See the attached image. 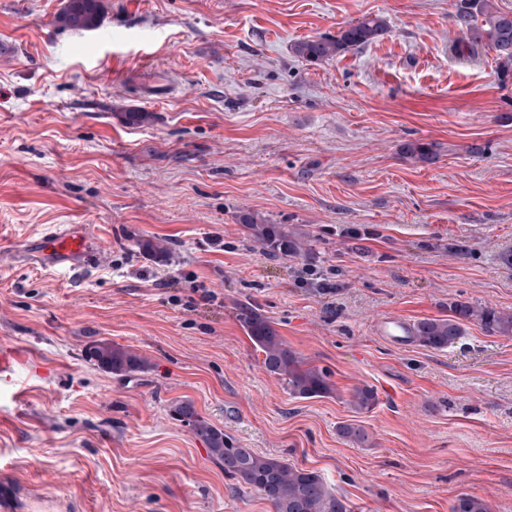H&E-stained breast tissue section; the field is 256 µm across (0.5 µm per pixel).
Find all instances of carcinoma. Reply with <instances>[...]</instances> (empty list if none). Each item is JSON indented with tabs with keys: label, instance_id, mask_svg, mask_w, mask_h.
Returning <instances> with one entry per match:
<instances>
[{
	"label": "carcinoma",
	"instance_id": "carcinoma-1",
	"mask_svg": "<svg viewBox=\"0 0 512 512\" xmlns=\"http://www.w3.org/2000/svg\"><path fill=\"white\" fill-rule=\"evenodd\" d=\"M455 7V18L463 33L455 43V50L473 53L488 48L495 53L501 79L511 77L512 11L502 9L497 0H457ZM104 10L102 0H68L59 22L75 30H89L97 25ZM387 32L384 19L364 17L334 34L300 40L293 45L292 52L306 62L318 64L374 43ZM402 153L417 164H431L437 158V145L409 142L403 146ZM239 223L245 238L269 255L299 257L310 250L308 239L291 233L284 224L267 223L255 212L239 215ZM138 246L159 262H172L173 252L161 240H142ZM448 310L446 318H426L414 324L415 341L419 345L445 350L465 334L464 324L468 321H477L503 335L512 334V311L467 302L452 303ZM239 320L255 350L262 354L264 368L286 383L291 396L311 399L333 394L327 374L306 366L256 308L242 307ZM86 355L114 376L129 377L148 369L147 361L139 354L107 340L89 344ZM347 403L358 413L367 412L377 404V396L372 388L358 386L351 390ZM173 415L204 442L210 458L224 470L225 476L259 492L274 512H349L345 500L336 495L320 474L291 465L283 458L260 455L234 445L223 430L197 413L192 402L176 404ZM338 433L353 444L368 440L365 429L353 424L339 426ZM451 512H490V505L478 494H462L451 505Z\"/></svg>",
	"mask_w": 512,
	"mask_h": 512
}]
</instances>
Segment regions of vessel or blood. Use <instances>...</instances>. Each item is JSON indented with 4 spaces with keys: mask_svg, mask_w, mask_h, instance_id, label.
Segmentation results:
<instances>
[{
    "mask_svg": "<svg viewBox=\"0 0 512 512\" xmlns=\"http://www.w3.org/2000/svg\"><path fill=\"white\" fill-rule=\"evenodd\" d=\"M22 248L30 256L74 277L94 270L101 252L99 239L81 224L51 225L38 238L24 241ZM374 332L397 345L408 344L413 338L411 322L396 315L378 319Z\"/></svg>",
    "mask_w": 512,
    "mask_h": 512,
    "instance_id": "obj_1",
    "label": "vessel or blood"
}]
</instances>
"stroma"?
Instances as JSON below:
<instances>
[{
    "mask_svg": "<svg viewBox=\"0 0 512 512\" xmlns=\"http://www.w3.org/2000/svg\"><path fill=\"white\" fill-rule=\"evenodd\" d=\"M67 2L0 0V353L20 354L23 393L0 392V491L15 512H273L173 418L185 400L235 444L317 471L351 512H451L473 492L512 512V335L471 322L434 351L373 331L457 300L512 310V79L490 50L453 52L456 0H103L89 31L56 24ZM367 15L389 31L363 49L318 65L291 50ZM131 110L150 118L126 124ZM409 141L437 143L435 162L405 159ZM244 211L310 253L252 246ZM51 224L100 239L90 276L14 253ZM148 238L173 262L144 255ZM199 284L217 303L173 304ZM245 304L333 395H289ZM100 339L149 370L105 372L85 355ZM357 386L372 411L348 406ZM347 423L370 443L344 441ZM348 405L356 412H367L377 404L375 391L367 386H358L351 390Z\"/></svg>",
    "mask_w": 512,
    "mask_h": 512,
    "instance_id": "obj_1",
    "label": "stroma"
}]
</instances>
